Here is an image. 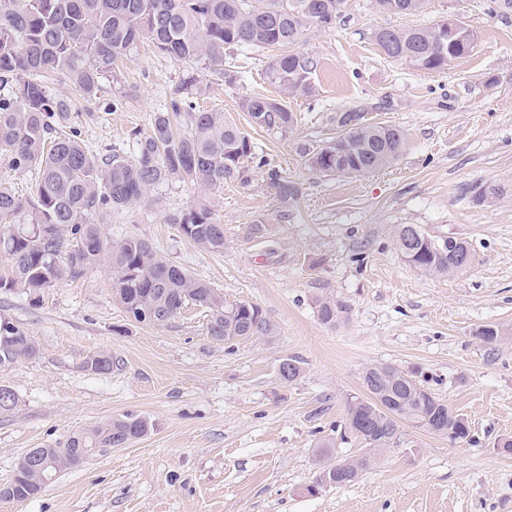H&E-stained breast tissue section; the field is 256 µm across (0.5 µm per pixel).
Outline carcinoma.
Here are the masks:
<instances>
[{
  "mask_svg": "<svg viewBox=\"0 0 512 512\" xmlns=\"http://www.w3.org/2000/svg\"><path fill=\"white\" fill-rule=\"evenodd\" d=\"M345 0H0V156L14 170L34 176L32 194L23 197L0 187V252L8 271L0 273V291L22 292L32 299L55 284L100 268L112 270L118 303L132 321L163 326L189 304L209 312L207 332L217 342L270 336L273 326L255 305L228 302L224 295L188 271L170 264L145 240L106 237L100 221L139 203L146 191L173 180H188L200 200L173 216L180 233L198 246L224 251V225L215 218L209 192L227 181L249 183V165L267 161L241 129L218 110L200 108V74L183 76L168 102L153 113L151 132L136 140L128 158L118 150L93 151L73 128L66 130L71 105L55 97L44 82L58 77L86 97L100 91V80L115 61L139 42L152 44L176 62H189L233 82L224 54L233 49L270 51L266 76L282 96H246L242 111L261 129L288 133L297 116L288 97L312 92L315 62L297 49L306 28L336 20ZM434 26L387 29L374 41L384 54L414 68L441 71L454 60L441 47ZM404 149L403 132L392 126L362 125L343 134L339 146L306 151L311 168L325 173L362 176L393 164ZM27 214L25 227L6 220ZM396 250L414 268L445 276L470 267L473 249L461 238L430 236L416 224H400ZM322 323L348 320L350 308L332 298L317 301ZM494 346L501 330L481 325L474 331ZM30 336L0 317V366L36 354ZM92 372L112 369V354L97 352L84 362ZM302 372L293 357L282 360L278 374L292 382ZM366 397L349 403L351 431L365 451L336 465L323 466L313 482L320 489L355 481L374 455L400 442L405 421L451 441L470 438L468 420L452 412L413 373L402 375L382 365L362 372ZM150 422L126 413L78 431L55 446V466L42 479L34 457L26 453L0 498L24 502L40 495L48 482L86 460L79 448H125L150 432Z\"/></svg>",
  "mask_w": 512,
  "mask_h": 512,
  "instance_id": "obj_1",
  "label": "carcinoma"
}]
</instances>
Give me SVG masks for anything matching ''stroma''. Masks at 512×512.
<instances>
[{
	"label": "stroma",
	"mask_w": 512,
	"mask_h": 512,
	"mask_svg": "<svg viewBox=\"0 0 512 512\" xmlns=\"http://www.w3.org/2000/svg\"><path fill=\"white\" fill-rule=\"evenodd\" d=\"M451 15L475 42L440 72L390 59L373 39L380 28ZM300 49L316 63L314 91L289 98L298 121L283 136L253 127L239 107L243 96L279 93L265 53L234 51V83L206 76L200 108L222 110L267 160L249 170V186L213 191L223 252L170 224L199 196L187 180L151 187L102 224L108 238L148 241L226 301L256 304L274 335L214 341L206 309L195 305L163 326L134 324L105 268L44 289L37 304L1 292L0 314L32 337L37 353L0 367V384L17 396L0 413V484L29 449L99 422L133 413L152 429L63 471L36 498L0 499V512H512V453L497 446L512 438V14L489 15L486 0H427L414 15L346 0L332 26L308 29ZM193 69L141 42L95 98L60 79L47 86L69 99L70 122L93 149L129 156L149 134L152 112ZM367 123L404 132L392 166L357 177L309 168L303 149ZM273 171L298 189L288 203L268 188ZM259 220L268 237H250ZM401 224L467 240L473 264L422 274L394 246ZM325 297L349 306L347 322L319 320L315 301ZM485 324L503 332L492 352L474 335ZM101 351L111 353V371H86L87 356ZM289 357L302 374L288 383L278 367ZM376 364L428 377L468 419L472 441L405 423L398 447L357 481L309 494L322 460L362 453L347 407L364 394L365 367Z\"/></svg>",
	"instance_id": "obj_1"
}]
</instances>
